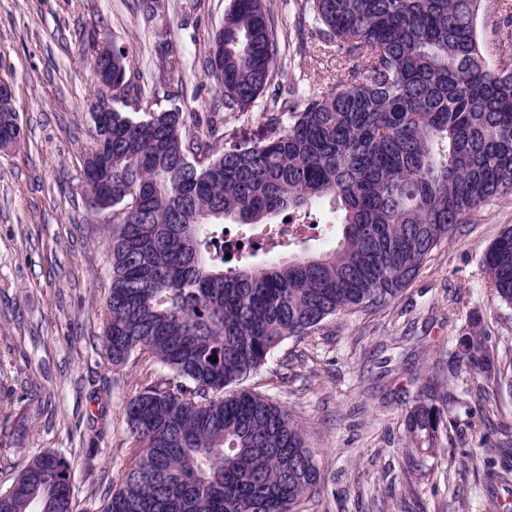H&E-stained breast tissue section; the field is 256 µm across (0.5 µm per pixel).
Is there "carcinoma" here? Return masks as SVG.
Masks as SVG:
<instances>
[{
    "mask_svg": "<svg viewBox=\"0 0 512 512\" xmlns=\"http://www.w3.org/2000/svg\"><path fill=\"white\" fill-rule=\"evenodd\" d=\"M309 2L319 35L351 67L336 90L267 113V140L221 152L217 121L178 108L91 118L93 146L111 160L103 180L90 152L82 174L89 213L112 210L101 350L114 365L146 354L164 372L125 407L142 455L102 512H300L320 488L317 464L288 412L243 382L285 340L396 297L471 211L512 193V18L485 45L482 0ZM160 9L142 0L144 24ZM214 43L224 53L208 77L224 110L243 114L272 85L280 51L265 0H231ZM126 58L94 45L88 63L95 85L141 104ZM21 138L14 109L0 110V142ZM319 199L342 226L335 248L264 267L249 262L254 248L225 258L224 220L249 240L251 226L284 212L297 224ZM483 265L512 304V226ZM461 373L490 384L479 386L485 403L512 390L487 333L462 336L446 369L419 379L405 415L416 455L443 451L447 382ZM0 512H73L69 462L33 456L0 492Z\"/></svg>",
    "mask_w": 512,
    "mask_h": 512,
    "instance_id": "obj_1",
    "label": "carcinoma"
}]
</instances>
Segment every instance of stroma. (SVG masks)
<instances>
[{"label": "stroma", "instance_id": "1", "mask_svg": "<svg viewBox=\"0 0 512 512\" xmlns=\"http://www.w3.org/2000/svg\"><path fill=\"white\" fill-rule=\"evenodd\" d=\"M161 3L147 28L138 0H0V80L25 133L0 150V490L32 454L53 452L71 465L74 512H101L106 492L138 460L124 409L159 373L148 356L115 366L100 351L111 265L82 182L94 99L85 55L96 43L125 47L127 75L146 97L223 113L224 150L270 137L275 100L297 102L336 84V47L316 37L303 0H266L282 44L276 93L247 113L227 112L206 67L230 0ZM159 42L183 55L182 70L166 69ZM507 225L512 194L473 211L387 304L284 341L246 380L303 430L322 476L307 512H512V480L485 478L512 471V393L498 394L478 434L470 428L477 381L451 378L458 405L444 450L412 475L402 425L419 375L442 366L469 317L512 363V306L483 269Z\"/></svg>", "mask_w": 512, "mask_h": 512}]
</instances>
